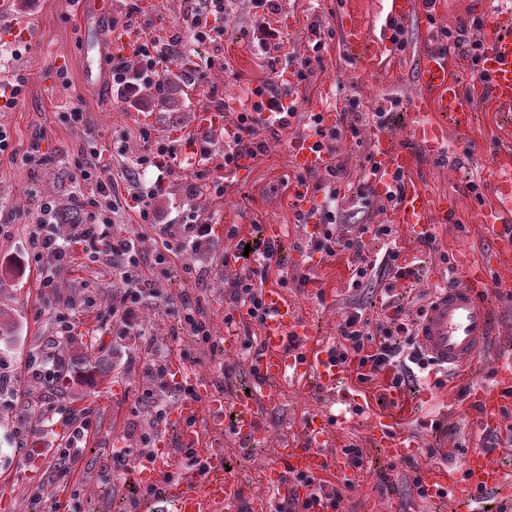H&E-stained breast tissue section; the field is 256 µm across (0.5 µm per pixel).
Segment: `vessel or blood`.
I'll use <instances>...</instances> for the list:
<instances>
[{"mask_svg":"<svg viewBox=\"0 0 512 512\" xmlns=\"http://www.w3.org/2000/svg\"><path fill=\"white\" fill-rule=\"evenodd\" d=\"M415 16L422 23L430 22L431 8L425 0H385L380 31L373 37L357 18L356 0H337L336 26L342 34L344 56L370 73H383L395 61L397 27ZM479 21L482 36L475 65L477 86L498 110L512 112V36L507 33L512 27V8L481 11ZM457 69L458 60L451 51L433 47L425 50L420 81L432 95L431 112L419 115L407 144L396 143L388 132L374 131L370 149L377 174L371 184L379 194L387 193L395 173L413 170L419 148L443 151L448 129L462 133L470 128L476 99L461 87ZM438 112L449 116L450 127L435 120ZM316 141L310 131L295 138L289 153L293 168L321 171L327 167L330 156L315 150ZM488 184L494 202L482 209L480 219L488 233L500 239L512 228L511 148L500 150L492 159ZM439 216L449 221L453 213L439 207L422 186L411 185L398 193L395 221L402 227L420 229ZM463 267L460 281L435 290L417 323L416 336L422 350L436 364L448 370L471 371L476 367L477 353L495 334L492 314L482 295L511 283L512 274L500 270L492 276L484 264L468 261ZM264 301L260 347L251 358L256 389L230 401L210 385L194 383L193 396L182 399L172 411L176 437H162L153 458L143 460L134 472L138 481L164 484L163 500L172 504L174 512H233L234 482L223 454L213 450L211 440L226 431L249 444L264 440L267 430L259 409L277 406L285 384L312 377L324 393H336L341 367L328 345L313 336L308 321L283 289L265 288ZM494 372L499 384L483 394L480 417L496 424L505 399L512 397V358H499ZM331 420L327 412L306 416L295 436L280 441L265 470L266 483L277 490L280 498L309 497V487L294 482V475L320 478L346 470L345 456L324 446ZM372 440L375 447L400 460L409 458L414 448L411 440L399 436L393 424L382 419L374 424ZM176 448L198 459L203 470L167 484L163 478L173 470L172 451ZM424 480L432 491L448 493L469 507L483 494L512 504V482L506 480L495 453L469 452L460 472L431 468L425 471Z\"/></svg>","mask_w":512,"mask_h":512,"instance_id":"vessel-or-blood-1","label":"vessel or blood"}]
</instances>
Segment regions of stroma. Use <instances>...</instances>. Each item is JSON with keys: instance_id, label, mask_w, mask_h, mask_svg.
<instances>
[{"instance_id": "stroma-1", "label": "stroma", "mask_w": 512, "mask_h": 512, "mask_svg": "<svg viewBox=\"0 0 512 512\" xmlns=\"http://www.w3.org/2000/svg\"><path fill=\"white\" fill-rule=\"evenodd\" d=\"M478 0H438L430 33L416 22L404 25L405 44L396 65L374 77L345 60L336 27V0H279L273 13L253 10L249 0H228V14L221 39L192 42L188 17L203 8L202 0H116L111 17H95L90 0H15L16 12L28 21L26 37L0 28V82L25 79L16 106L0 110V129L9 136V147L0 153V219L7 232L0 236V306L6 317L0 322V372L11 377L14 387L0 395V473L32 461L38 476L23 479L7 512H46L56 500H71L75 486L49 479L54 457L37 458L33 447L41 439L62 449L68 440L59 409L74 413L92 410L90 434L74 468L81 481H92L95 495L85 498L81 512H162L163 502L142 497L134 479L114 480L112 454L137 448L144 435L157 432L154 407L175 405L180 386L161 381L150 369L153 360H178L196 379L232 398L252 388L255 378L249 353L226 357V339L243 340L258 333V324H246L230 312V284L248 275L251 260L236 259L240 242L279 234L283 269L288 274L282 288L299 312L312 324L317 336L331 342L339 325L353 308L367 314H384L387 303L410 305L419 294L444 284L446 273L438 253L466 256L478 261L486 255L487 235L479 222L491 195L459 198L462 185L486 177L496 153L512 142V115L487 103L476 107L475 121L466 133L452 136V158H422L407 176L438 198H454L453 223L430 224L434 237L424 245L420 237L395 228L396 248L412 262L415 276L394 278L376 271L359 286L350 282L352 257L340 253L323 256L298 251L306 236L295 223L291 190L306 180L313 191L314 208H322V185L327 172L300 176L289 166L292 138L305 129L309 114L340 112L358 105L363 112H388L389 131L397 142H406L423 90L418 65L424 48L444 42L442 27L471 22L478 14ZM325 33L320 49H313L312 24ZM276 29L281 43L275 55L262 53L258 35L262 28ZM478 28L469 31L477 39ZM154 47L156 67L138 80L129 93L112 84V69L120 62L136 64L140 45ZM309 64L310 74L298 81L295 72ZM66 70L69 89H62L57 73ZM101 80L86 82L87 70ZM180 87V111L154 107L158 88L170 80ZM292 83L298 114L287 129L260 132L263 147L254 163L243 170L224 168V140L203 142L196 126L198 112L223 106L227 122H235L247 90L261 84L281 88ZM78 107L84 122L68 123L65 112ZM40 141L41 163H26L32 139ZM175 146L173 171L160 175L156 168L138 171L137 162L148 144ZM209 145L208 160L197 161L201 145ZM96 147L98 162L116 179L119 208L112 235L125 239L137 235L155 237L157 230L141 219L132 194L155 192L153 207L161 221L181 224L199 218L212 226L211 239L201 248L185 247L169 252L164 266L146 255L142 279L155 281L158 296L146 297L137 329L121 335L122 324L113 317L123 284L109 261H91L82 245L71 249L69 261L56 269L55 297L44 294L42 266L29 254L28 239L35 228L37 198L52 197L61 205L58 233L71 236L81 220L70 205V192L88 147ZM224 187L215 193L214 184ZM307 285H300L301 275ZM495 324L491 345L481 354L475 374L450 375L444 387L434 378L417 379L401 393L385 386L382 376L359 383L354 368L343 371L342 399L337 410L348 420L331 428L328 442L335 449L357 446L363 466L353 488L346 492L342 512H462L450 498L423 495L416 484L430 467H460L465 454L485 443L496 444L505 470L512 474V401L501 416L497 432L479 423V411L470 395L472 388L495 384V360L512 355V285L490 292ZM69 314L75 345L70 349L68 375L74 383L58 389L28 384L30 356L51 352L59 331L54 309ZM201 310L209 321V344L191 343L183 333L179 313ZM327 405L313 382L283 387L281 403L267 412L270 434L261 445L245 446L230 435L215 438L233 474L239 475L238 512H261L273 498L262 473L273 458L281 436L295 430L301 416ZM380 416L389 417L397 431L414 436L419 446L411 458L395 460L373 446L370 430ZM438 456H429V449Z\"/></svg>"}]
</instances>
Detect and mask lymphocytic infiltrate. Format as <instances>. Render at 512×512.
Returning <instances> with one entry per match:
<instances>
[{
	"instance_id": "1",
	"label": "lymphocytic infiltrate",
	"mask_w": 512,
	"mask_h": 512,
	"mask_svg": "<svg viewBox=\"0 0 512 512\" xmlns=\"http://www.w3.org/2000/svg\"><path fill=\"white\" fill-rule=\"evenodd\" d=\"M252 94L254 100L251 106L237 116V136L224 151V165L230 169L236 168L242 157L256 156L261 150L262 144L257 139L261 113L281 112L291 119L297 115L298 106L291 99V90L269 92L259 86L253 88ZM362 121V112L354 108L340 113L335 124L328 126L322 113L318 112L310 115L309 127L318 138L317 148L331 153L339 139L358 137ZM79 178L82 182L95 184L97 191L93 198L76 195L71 199L73 206L84 212V223L77 225L71 241L60 240L47 229L59 207L53 198H41L37 203L39 229L30 235L29 250L51 267L69 258L70 247L75 243L83 244L93 255H102L111 260L127 284L121 296V320L125 329H133L145 295L155 291L151 281L140 280L138 276L143 249L139 242L112 237V217L116 205L112 199L115 184L111 177L105 176L103 169L89 159L80 165ZM325 197L328 204L322 209L317 224L313 225L314 230L306 239L305 246L328 257L340 251L353 252L357 261L354 277L363 280L375 264L365 254L362 241L349 237L345 226L337 223L336 212L345 206L360 210L373 207L375 193L371 183L366 178L351 183L344 194L339 189L330 188ZM158 230L162 249L156 252L155 262L160 265L173 247L187 242L196 246L204 244L210 236L211 227L206 223L162 224ZM252 252L255 265L248 277L232 282L229 304L232 310L260 324L265 316L263 285L271 273L282 270L280 248L275 242L266 241L255 244ZM415 325L411 312L402 307L394 308L392 316L384 322L372 321L362 309H354L341 323L339 339L332 353L338 364L355 365L359 382L371 381L378 373L389 370L393 373L392 388L409 386L417 371L426 370L430 365L415 344Z\"/></svg>"
}]
</instances>
